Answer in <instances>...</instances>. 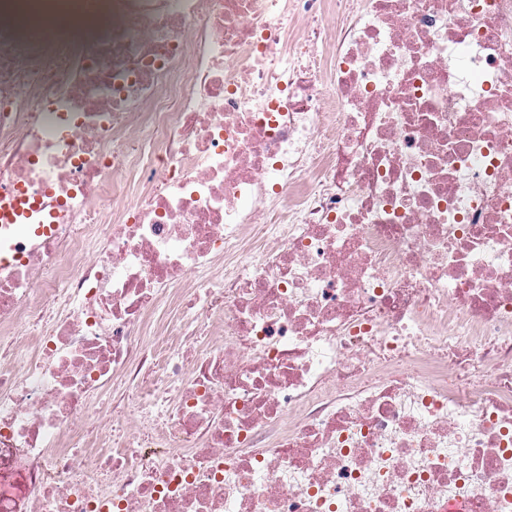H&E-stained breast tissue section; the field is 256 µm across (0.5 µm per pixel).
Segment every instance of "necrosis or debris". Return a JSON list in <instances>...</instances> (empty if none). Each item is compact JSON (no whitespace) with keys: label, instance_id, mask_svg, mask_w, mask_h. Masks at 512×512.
<instances>
[{"label":"necrosis or debris","instance_id":"4bbe7bcc","mask_svg":"<svg viewBox=\"0 0 512 512\" xmlns=\"http://www.w3.org/2000/svg\"><path fill=\"white\" fill-rule=\"evenodd\" d=\"M0 512H512V0H0ZM0 201L3 202L0 208V221L3 219L6 224H25L17 221L27 219L32 212L39 209V202L36 199L31 202L29 197L15 190L2 193Z\"/></svg>","mask_w":512,"mask_h":512}]
</instances>
